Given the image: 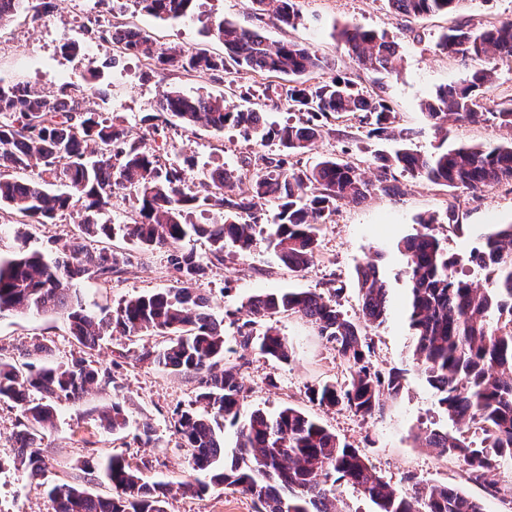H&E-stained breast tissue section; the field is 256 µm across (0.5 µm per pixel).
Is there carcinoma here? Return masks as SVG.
I'll return each mask as SVG.
<instances>
[{
  "mask_svg": "<svg viewBox=\"0 0 512 512\" xmlns=\"http://www.w3.org/2000/svg\"><path fill=\"white\" fill-rule=\"evenodd\" d=\"M26 2L0 0V25L24 9ZM194 2L133 0L138 10L173 20L186 16ZM463 2L387 0L394 15L406 18L453 13ZM275 3L281 24L289 26L300 17L296 0ZM214 32L224 42L225 57L204 50L171 51L147 36H130L119 29L114 40L125 51L167 69L219 74L241 68L292 78L285 101L302 118L283 125H269L263 113L223 98L171 91L156 105L165 122L185 131L202 125L222 133L232 126L260 143L277 139L282 153L261 156L263 167L245 190L238 186L237 172L218 169L200 180L202 196H189L177 161H163L142 149L128 139L121 123L89 111L83 96L62 87L50 97L28 85L0 82V209L18 212L25 224H48L77 198L85 210L83 234L106 236L111 225L99 222L98 215L112 205L115 190L129 185L135 191L136 217L124 225L126 235L144 251L169 248L168 262L184 283L182 288L123 299L110 310L90 311L82 304L78 285L88 280L110 282L126 272L124 254L65 240L50 256L29 249L24 233L17 236L12 256H0V312L62 313L71 337L90 350L115 332L162 338L159 347H142L139 359L197 377L196 402L203 405L201 411L178 410L173 418L174 433L190 452L191 470L209 477L180 482L178 489L185 494L202 497L224 488L249 496L260 505L258 512H345L336 490L346 483L367 497L375 512H483L478 501L451 486L411 477V488L396 489L359 449L290 405L274 415L255 409L241 417L248 393L242 365L226 359L232 349L224 336V320L210 312L209 304L189 284L205 276L209 266L224 262L226 246L249 251L259 234L281 264L295 271L308 269L317 257L321 220L339 203L360 200L376 188L397 189L390 183L395 170L472 191L512 183V142L492 147L440 146L422 154L409 145L413 132L395 130L396 115L381 95L363 91L347 77L313 84L304 80L309 73L329 68L311 48L292 42L272 46L256 28L224 19ZM338 36L357 65L378 73L394 69L399 44L386 33L352 24L343 26ZM436 49L464 60L491 52L511 62L512 21L491 29L459 25L439 37ZM493 81L494 70L481 68L460 83L437 90L424 102L427 118L440 132L450 116L492 120L512 129V98L488 106L480 102ZM342 114L353 116L370 137L400 141L398 148L376 158L374 182L359 166L333 156L304 168L288 166L290 155L308 152L320 137L319 120ZM31 168L40 169L64 189L53 191L44 181L15 176ZM199 199L224 214V223L191 221V208ZM267 203L276 207V213L271 223L262 225L258 213ZM436 223L433 216L421 219L420 231L399 244L406 257L412 358L438 392L448 417L462 429L456 434L430 430L421 440L438 456L461 463L469 480L483 482L502 459H512V224L481 237L468 252L472 270L491 284L481 288L457 275L461 258L448 252L431 232ZM193 235L208 242L206 256L181 248V242ZM356 277L362 293V323L351 320L320 293L281 290L242 304L244 320L237 326L235 342L284 363L289 358L287 341L270 328L260 334L255 325L281 313L304 316L336 351L346 371L341 380L312 387L310 399L327 409L371 417L400 394L404 375L400 369L382 371L374 366L373 345L361 329L363 323L385 320L390 289L372 261L359 265ZM97 382L110 385L111 372L82 356L53 365L17 366L0 360V402L14 404L23 418V429L17 433L19 464L54 502L55 512H167L171 485L145 481L142 469L120 455L93 465L85 462L87 469L101 471L112 484L108 497L94 495L81 484L45 481L48 464L37 445L53 426L56 406L79 400L86 387ZM96 420L107 431L124 432L125 400L113 395L112 405L99 411ZM472 425L482 435L478 444L465 434ZM228 426L236 434L230 453L224 446Z\"/></svg>",
  "mask_w": 512,
  "mask_h": 512,
  "instance_id": "1",
  "label": "carcinoma"
}]
</instances>
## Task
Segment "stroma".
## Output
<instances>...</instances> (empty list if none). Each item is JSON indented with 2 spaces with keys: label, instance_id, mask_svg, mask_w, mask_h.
Returning <instances> with one entry per match:
<instances>
[{
  "label": "stroma",
  "instance_id": "35a3bbf8",
  "mask_svg": "<svg viewBox=\"0 0 512 512\" xmlns=\"http://www.w3.org/2000/svg\"><path fill=\"white\" fill-rule=\"evenodd\" d=\"M300 19L296 26L280 27L273 17L275 5L268 0L262 21L251 15L249 0H195L190 14L178 20L155 18L136 10L131 0H52L42 17L25 11L0 26V81L22 82L47 92L61 85L83 90L86 105L105 118L117 119L131 140L140 141L163 157L187 160L190 187H197L203 173L217 168L256 172L261 154L278 153V142L259 146L245 140L237 129L215 133L207 127L182 132L157 116L155 106L172 89L189 96L226 97L230 84L267 91L264 112L268 122L285 123L290 114L283 98L287 77L260 80L251 72L236 76L209 72L163 70L143 64L141 58L116 52L110 42L96 38L99 30L132 25L166 48L197 51L220 56L224 44L212 32L216 20L224 18L245 26H257L270 43L294 41L311 46L334 65L333 75L345 76L358 87L380 94L397 116V126L415 132L412 147L422 153L447 145L501 144L512 140V130L489 122L467 123L448 119L447 135L441 136L421 110V103L438 88L456 84L478 67L495 71V81L486 94L488 101L512 96V62L491 54L481 60H463L439 53L435 44L449 28L467 24L484 29L512 19V0H466L452 14H435L406 20L395 16L386 0H297ZM386 32L401 46L395 69L385 77L359 67L338 40L335 29L347 23ZM79 44L69 54L64 44ZM391 144L368 137L357 124L331 120L311 151L290 155L289 161L305 166L318 157L333 155L356 163L367 177H375V156ZM397 192L373 190L365 199L339 204L327 216L318 234V257L309 269L295 272L279 263L265 244L247 253L225 250L224 261L212 266L193 289L210 300L212 311L224 319V335L233 339L237 325L233 314L248 298L277 289L327 293L335 290L343 312L359 319L361 295L356 269L376 260L390 288L391 306L386 321L366 327L374 343L373 363L380 369L405 372L403 389L390 400L383 414L361 417L347 410H325L309 399V390L340 376L342 367L335 351L326 344L305 318L280 314L260 321L257 331L274 330L289 346L288 362L268 360L255 350L236 349L230 359L242 366L250 392L243 413L262 409L276 413L292 405L317 417L343 441L360 448L376 469L396 488L407 489L415 476L435 485H448L483 502L486 512H512V460L492 469L486 482L468 480L461 464L437 456L422 446L423 431L456 432L439 403V396L412 360L413 338L406 315L407 290L401 275L406 264L399 242L416 233L419 216L437 215L433 232L449 252L464 253L478 238L512 224V183L481 191L450 189L408 174L396 176ZM127 191H118L113 205L103 214L115 225L113 235L91 239L93 248L120 251L128 259L129 272L109 283L85 281L80 285L89 309L110 308L125 298L180 287L178 274L167 261L166 249L141 250L124 237L121 227L130 223L134 209ZM459 215L458 227L445 219L448 209ZM83 212L74 207L57 213L49 224L20 225L12 210L0 212V252L10 253L17 231L29 236L31 247L47 249L55 239L78 236ZM49 348L44 360L64 362L83 353L69 334L65 315L0 314V359L20 363V351L32 343ZM143 341L113 335L105 338L94 358L110 368L111 386L91 387L75 403L57 406L54 426L48 430L40 452L49 465L46 477L53 482H75L91 493L108 496L111 485L84 470L85 460H101L119 453L130 463L145 465L144 475L152 482L178 484L191 474L189 453L181 448L172 428L176 411L193 408L198 380L167 372L136 360ZM127 399L129 426L115 435L100 428L96 409L110 405L113 393ZM150 421L156 431L154 444L143 447L132 440L139 424ZM21 415L9 403H0V512H55L54 503L42 488L31 483L18 469L15 432ZM167 512H258L251 498L215 489L200 498L172 492Z\"/></svg>",
  "mask_w": 512,
  "mask_h": 512
}]
</instances>
